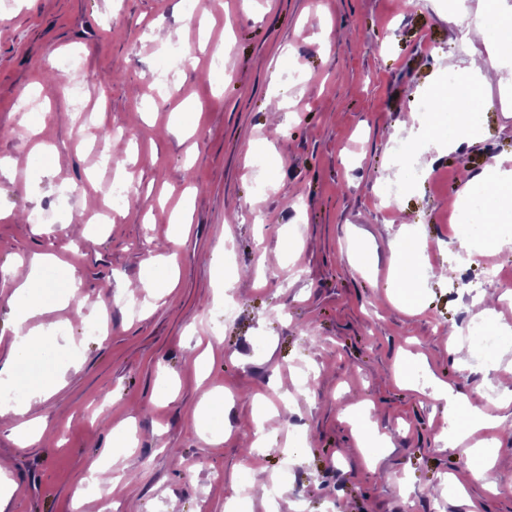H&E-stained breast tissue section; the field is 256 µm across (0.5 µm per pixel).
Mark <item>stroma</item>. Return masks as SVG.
I'll use <instances>...</instances> for the list:
<instances>
[{
    "label": "stroma",
    "instance_id": "stroma-1",
    "mask_svg": "<svg viewBox=\"0 0 512 512\" xmlns=\"http://www.w3.org/2000/svg\"><path fill=\"white\" fill-rule=\"evenodd\" d=\"M1 24L0 126L14 134L0 159L26 166L0 174V277L58 259L42 271L46 346L14 380L62 386L30 411L46 419L38 441L18 445L0 417L15 487L5 512H75L128 430L102 490L83 493L102 512H224L259 470L279 479V512H512V398L493 393L512 339L492 359L456 361L446 337L464 334L485 262L460 259L467 229L440 221L486 185L492 156L512 157V59L482 88L478 126L452 145L412 144L407 170L390 162L407 114L448 71L488 58L448 0L412 12L403 0H223L192 14L183 0H0ZM174 52L181 62L158 75ZM73 55L82 119L58 75ZM35 87L44 118L31 133L20 98ZM102 207L111 222L91 223ZM176 210L186 228L149 218ZM402 236L423 250L401 286L390 243ZM496 257L504 277L483 288L493 326L512 323V250ZM169 258L176 282L160 295L150 282ZM442 265L452 280L430 276ZM98 320L108 333L87 335ZM206 342L202 375L192 359ZM436 380L493 394L486 412L500 421L481 436L492 487L464 499L450 477L481 459L469 440L449 444ZM211 392L222 404L200 409ZM261 417L276 452L260 457ZM294 445L302 454L283 456Z\"/></svg>",
    "mask_w": 512,
    "mask_h": 512
}]
</instances>
